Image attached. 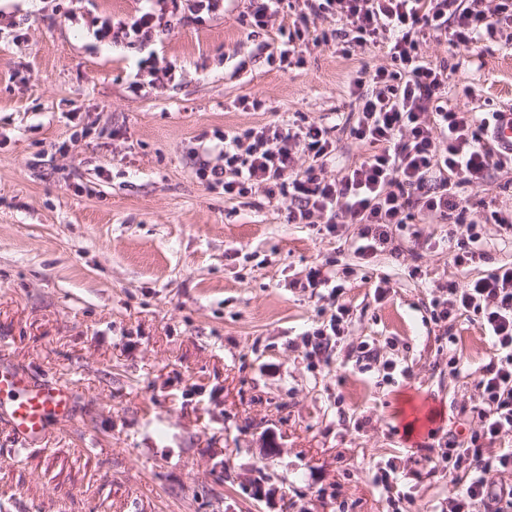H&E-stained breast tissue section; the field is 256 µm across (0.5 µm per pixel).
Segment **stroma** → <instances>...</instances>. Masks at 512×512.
Masks as SVG:
<instances>
[{
    "instance_id": "1",
    "label": "stroma",
    "mask_w": 512,
    "mask_h": 512,
    "mask_svg": "<svg viewBox=\"0 0 512 512\" xmlns=\"http://www.w3.org/2000/svg\"><path fill=\"white\" fill-rule=\"evenodd\" d=\"M144 6L0 0V358L69 384L77 410L25 451L0 427V512H388L383 470L403 512H446L439 445L491 349L434 302L512 262V235L484 220L512 207V161L456 196L486 258L455 266L447 225L420 215L361 258L358 225L291 224L287 201L229 198L195 171L216 162L215 131L288 120L331 127L327 175L361 162L350 81L384 47H345L325 15L302 63L280 62L305 0L265 29L224 0L143 43L95 40ZM420 51L446 68L448 106L512 107V23L466 47L429 33ZM318 265L338 293L304 288ZM340 304L337 343L309 356Z\"/></svg>"
}]
</instances>
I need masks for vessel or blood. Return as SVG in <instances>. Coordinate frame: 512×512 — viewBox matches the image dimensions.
<instances>
[{
	"mask_svg": "<svg viewBox=\"0 0 512 512\" xmlns=\"http://www.w3.org/2000/svg\"><path fill=\"white\" fill-rule=\"evenodd\" d=\"M71 387L37 380L0 362V422L6 423L22 448L42 444L51 424L73 415Z\"/></svg>",
	"mask_w": 512,
	"mask_h": 512,
	"instance_id": "obj_1",
	"label": "vessel or blood"
}]
</instances>
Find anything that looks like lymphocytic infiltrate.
Masks as SVG:
<instances>
[{
	"mask_svg": "<svg viewBox=\"0 0 512 512\" xmlns=\"http://www.w3.org/2000/svg\"><path fill=\"white\" fill-rule=\"evenodd\" d=\"M456 0H307L308 11L294 21L282 43L281 60L301 56L314 20L329 13L350 25L360 45L386 43L387 64L360 71L352 86L360 110L353 135L374 152L336 177L324 173L334 152L327 127L318 122L290 123L227 131L219 135L221 164L201 163L198 179L225 195L244 197L262 190L288 200V221L325 220L328 233L339 222L359 225L355 251L373 256L392 242L393 229L412 223L415 211L438 215L464 226L468 248L453 252L455 265L473 263L481 241L476 224L466 221L455 201L459 183L480 185L506 155L490 135V121L477 113L444 108L445 69L419 53V36L431 31L449 44L468 45L494 35L512 21V0H487L484 8L457 9ZM162 15L145 11L131 21L104 20L102 40L133 42L164 30ZM371 85L362 94L363 85ZM308 157L296 169L297 156ZM438 320L476 316L493 355L478 373L477 404L461 407L463 431L449 433L448 498L451 512H512V448L490 456L488 444L512 433V265L504 264L468 280L448 283Z\"/></svg>",
	"mask_w": 512,
	"mask_h": 512,
	"instance_id": "lymphocytic-infiltrate-1",
	"label": "lymphocytic infiltrate"
}]
</instances>
